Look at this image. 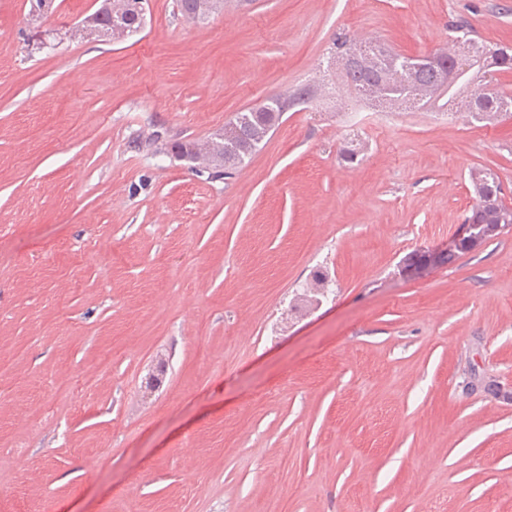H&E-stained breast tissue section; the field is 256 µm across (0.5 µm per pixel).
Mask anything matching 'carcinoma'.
Listing matches in <instances>:
<instances>
[{
  "mask_svg": "<svg viewBox=\"0 0 512 512\" xmlns=\"http://www.w3.org/2000/svg\"><path fill=\"white\" fill-rule=\"evenodd\" d=\"M92 19L95 27L103 33L108 32L113 24L118 22L128 29L129 33L136 34L141 30L144 21L143 14L136 8L117 18L103 3L92 12ZM452 32V49L442 53V60L437 68L414 72L405 77H397L388 72L394 61L402 59L401 55L377 44L365 47L343 33L337 34L334 40L335 55L349 56L353 59L372 55L380 61V67L377 69H355L350 74L341 76L345 93L351 98L367 100V90L381 84L389 90L391 96L404 99V104H410L414 109L424 105L431 109L450 110L459 103L468 108L474 100L478 111L469 112L472 119L485 122L496 120L505 112L504 104L512 101V94L507 95L497 89L474 87L479 70L466 72L457 67L460 49L465 44L473 42L492 53L494 64L499 70L512 71V47L482 42L464 23L454 25ZM421 85L436 88L435 95L424 102L418 101L415 94L417 87ZM313 97L310 87L301 86L289 95L271 96L259 106L237 113L226 124L230 136L224 149V167L215 170V173L233 174L259 149L268 134L279 125L285 112L295 106L309 103ZM471 180L475 202L465 218V223L472 225V236L470 242L459 247L457 252L450 251L444 255V264L453 263L456 254L469 251L499 236L506 225L512 226V205L509 206L503 201L497 177L490 173L477 172L472 174Z\"/></svg>",
  "mask_w": 512,
  "mask_h": 512,
  "instance_id": "carcinoma-1",
  "label": "carcinoma"
}]
</instances>
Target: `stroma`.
<instances>
[{"label":"stroma","instance_id":"stroma-1","mask_svg":"<svg viewBox=\"0 0 512 512\" xmlns=\"http://www.w3.org/2000/svg\"><path fill=\"white\" fill-rule=\"evenodd\" d=\"M55 6L0 0V512H512V229L401 273L472 172L512 203V114L350 101L330 54L512 44V0H146L120 42ZM306 84L235 174L170 154ZM229 1L224 0H204L202 1V7L199 15L192 18L200 10L201 0H175V5L178 14L188 24H197L211 17L213 14L224 11Z\"/></svg>","mask_w":512,"mask_h":512}]
</instances>
